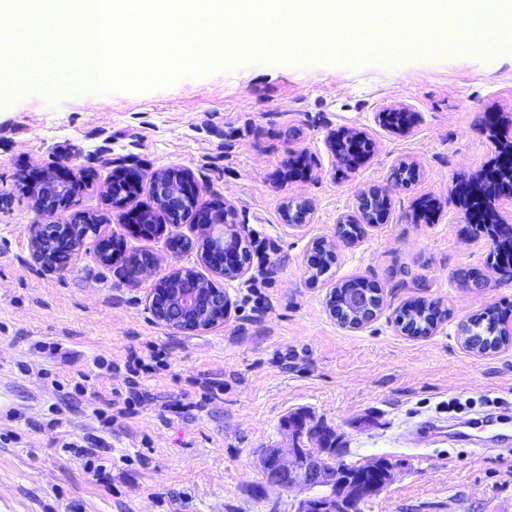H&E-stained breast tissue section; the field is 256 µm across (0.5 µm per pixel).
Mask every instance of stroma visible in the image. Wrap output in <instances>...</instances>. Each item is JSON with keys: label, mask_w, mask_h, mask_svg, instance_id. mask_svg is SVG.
<instances>
[{"label": "stroma", "mask_w": 512, "mask_h": 512, "mask_svg": "<svg viewBox=\"0 0 512 512\" xmlns=\"http://www.w3.org/2000/svg\"><path fill=\"white\" fill-rule=\"evenodd\" d=\"M54 26L61 41L35 54L70 75L50 93L30 82L0 87V512H293L304 493L266 484L261 449L288 445L286 417L304 410L335 429L348 465L383 457L390 482L364 512H512V454H483L447 438L419 439L418 423H458L448 403L468 402L470 416L491 400L512 407V348L478 357L460 346L457 325L490 305H512V280L468 290L456 273H490V240L464 220L452 197L496 158L491 113L512 118V40L465 54L399 62L384 50L357 64L337 52L307 63L262 55L232 67L210 63L142 91L79 90L82 56L71 19ZM414 117L409 133L387 114ZM361 132L372 146L355 168L340 164L328 137ZM82 182L76 209L104 217L126 252L173 260L168 239L194 236L190 224L144 238L133 234L106 189L123 171L184 170L200 203H227L250 257L246 274L223 281L231 312L206 332L171 333L149 310L154 278L124 276V258L100 262L86 245L70 273L32 262L29 227L43 223L20 174L53 162ZM405 162L422 175L394 174ZM384 188L385 223L354 245L337 243L338 260L311 279L303 258L311 243L333 238L357 194ZM305 199L310 224L281 217L288 200ZM363 277L384 291L381 315L360 330L325 311L330 288ZM440 302L446 318L430 336L402 335L393 311L413 299ZM139 392L128 389L129 352L148 358ZM103 357L111 369L94 367ZM219 382L218 399L203 381ZM131 399L129 415L96 414L92 393ZM105 442L110 485L87 472L58 434Z\"/></svg>", "instance_id": "stroma-1"}]
</instances>
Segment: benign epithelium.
I'll list each match as a JSON object with an SVG mask.
<instances>
[{
  "mask_svg": "<svg viewBox=\"0 0 512 512\" xmlns=\"http://www.w3.org/2000/svg\"><path fill=\"white\" fill-rule=\"evenodd\" d=\"M349 141L354 144L347 163L360 159L366 149L364 136L352 130H344L330 137L333 150L339 144ZM495 146L506 150L500 154L497 163L479 175L480 184L462 185L457 194L467 202L471 221H478L484 214V202L488 200L486 190L491 188L500 193H512L508 182H499V171L512 166V126L500 127L497 131ZM58 165L38 168L27 178L33 189L34 205L41 214H54L71 207L81 183L71 176L59 179L56 173ZM145 181L156 205V209L132 206L140 181ZM109 188L110 201L114 208L128 209L126 220L129 228L137 235L143 234L142 225L158 223L157 217L164 223L178 225L190 222L202 228L196 238L181 237L182 248L174 250L179 256L199 246V259L212 274L219 278L235 279L244 276L247 271L246 259L240 248H231L228 243L235 238L230 232L231 210L225 204H213L206 208L198 206V191L195 184L184 172L175 169L155 171L145 177L135 172L121 173L112 178ZM389 198L378 188L363 190L357 194L356 214L341 216L337 224H363L373 227L385 221ZM313 206L304 200H290L282 210L285 223L301 228L310 223ZM95 225L94 234L96 252L101 255H116L115 235L102 224L101 218L83 211L73 214L67 224H33L29 229V251L32 261L41 267L64 274L69 265L59 262L58 256L47 249V243L64 234L71 238L72 248L67 260H72L85 245L89 232L84 225ZM224 228L221 235H214L213 229ZM336 262V244L326 239L312 242L306 256L310 267ZM159 263L149 254L142 253L137 259L132 279L147 276L158 277L156 288L149 300V309L155 321L177 333L183 331H208L224 324L230 313V302L224 289L205 278L193 267H174L167 274L158 276ZM363 288L355 295L358 316L351 321L344 317V310L336 304L334 293L326 298L329 315L340 325L358 330L375 321L385 302L383 289L375 282L362 279ZM470 322L459 326V336L465 351L486 356L493 350L470 338ZM290 448H265L259 456V467L266 483L281 489L307 490L313 495L299 500L293 512H361L362 506L371 500L385 485V482L368 481L365 472H372L379 466L374 461L358 470L352 467H332L326 459L342 452L338 437L324 423L313 421L309 415L296 412L292 421L287 423Z\"/></svg>",
  "mask_w": 512,
  "mask_h": 512,
  "instance_id": "obj_1",
  "label": "benign epithelium"
}]
</instances>
